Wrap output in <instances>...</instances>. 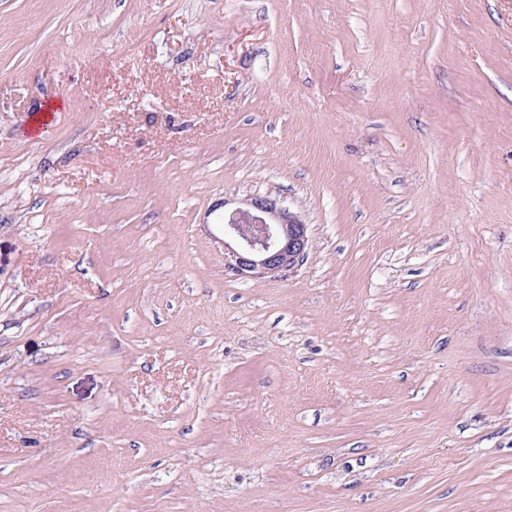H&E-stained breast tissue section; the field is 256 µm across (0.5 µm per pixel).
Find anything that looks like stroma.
<instances>
[{
    "label": "stroma",
    "instance_id": "obj_1",
    "mask_svg": "<svg viewBox=\"0 0 512 512\" xmlns=\"http://www.w3.org/2000/svg\"><path fill=\"white\" fill-rule=\"evenodd\" d=\"M0 512H512V0H0ZM216 216L224 235V271L237 277H277L301 266L308 225L279 198L253 196Z\"/></svg>",
    "mask_w": 512,
    "mask_h": 512
}]
</instances>
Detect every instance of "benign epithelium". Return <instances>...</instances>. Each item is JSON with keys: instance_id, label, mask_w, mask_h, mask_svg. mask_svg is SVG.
<instances>
[{"instance_id": "benign-epithelium-1", "label": "benign epithelium", "mask_w": 512, "mask_h": 512, "mask_svg": "<svg viewBox=\"0 0 512 512\" xmlns=\"http://www.w3.org/2000/svg\"><path fill=\"white\" fill-rule=\"evenodd\" d=\"M224 235V271L237 277H277L301 266L308 225L282 201L253 196L216 216Z\"/></svg>"}]
</instances>
